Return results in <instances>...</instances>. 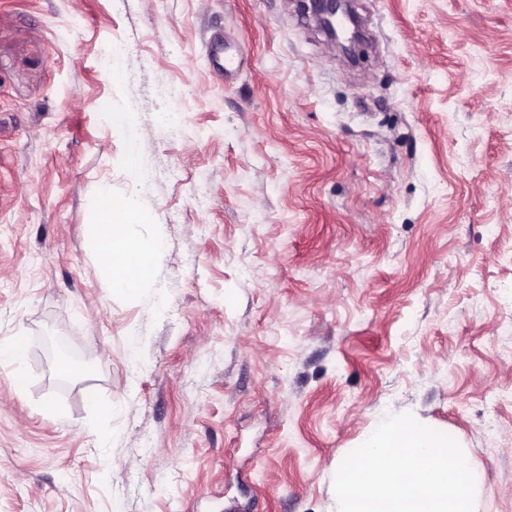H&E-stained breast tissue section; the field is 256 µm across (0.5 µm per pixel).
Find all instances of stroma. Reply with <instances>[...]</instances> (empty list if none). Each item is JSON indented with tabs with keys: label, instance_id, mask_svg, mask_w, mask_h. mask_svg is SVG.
<instances>
[{
	"label": "stroma",
	"instance_id": "1",
	"mask_svg": "<svg viewBox=\"0 0 512 512\" xmlns=\"http://www.w3.org/2000/svg\"><path fill=\"white\" fill-rule=\"evenodd\" d=\"M357 7L352 66L293 0H0V512H336L384 413L512 512V0ZM105 184L165 242L133 294ZM147 218L134 195L114 198L109 187L100 189L96 222L88 225V231L103 257L113 291H136L150 278L154 260L164 249L161 238L135 241L128 237L127 226ZM27 355L28 346L26 336H12L8 341L0 342L1 366H13L18 370L24 364Z\"/></svg>",
	"mask_w": 512,
	"mask_h": 512
}]
</instances>
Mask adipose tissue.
<instances>
[{"mask_svg": "<svg viewBox=\"0 0 512 512\" xmlns=\"http://www.w3.org/2000/svg\"><path fill=\"white\" fill-rule=\"evenodd\" d=\"M146 218L135 196L116 198L109 187L101 188L97 218L88 231L103 257L114 290L136 291L150 278L154 260L164 249L162 239L135 241L128 237L127 227L143 223Z\"/></svg>", "mask_w": 512, "mask_h": 512, "instance_id": "obj_1", "label": "adipose tissue"}]
</instances>
